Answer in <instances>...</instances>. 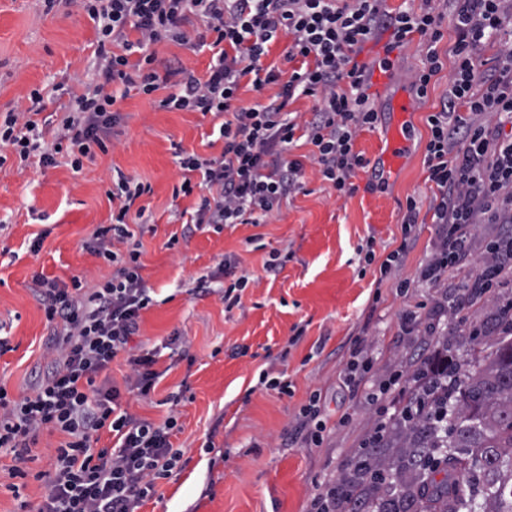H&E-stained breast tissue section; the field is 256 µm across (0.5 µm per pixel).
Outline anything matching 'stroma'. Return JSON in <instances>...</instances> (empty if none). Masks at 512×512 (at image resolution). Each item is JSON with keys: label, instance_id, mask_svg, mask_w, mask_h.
Wrapping results in <instances>:
<instances>
[{"label": "stroma", "instance_id": "obj_1", "mask_svg": "<svg viewBox=\"0 0 512 512\" xmlns=\"http://www.w3.org/2000/svg\"><path fill=\"white\" fill-rule=\"evenodd\" d=\"M426 4L440 17L444 67L427 98L415 102L412 153L405 164L385 175L376 157L387 133L390 99L412 91L413 75L422 66L417 37L392 54L388 81L371 95L380 119L355 141L369 164L356 170L354 193L337 194L309 165L311 145L297 142L290 156L305 163L303 188L282 201L271 223L232 224L218 232L184 223L182 212L194 211L199 196L176 195L180 160L193 153L219 155L224 142L213 114L159 108L166 95L162 89L148 96L133 90L118 100L120 118L106 151L96 152L82 170H73L62 155L44 168L38 156L23 162L12 148L0 149V335L12 346L0 355V383L16 399L30 394L40 379L50 335L32 289L33 273L66 283L85 274L97 282L111 278L112 266L81 244L119 208L107 196L113 177L121 173L148 188L138 200L150 217L139 239L142 275L156 303L143 314L134 342L157 352L162 377L150 399L127 396L123 402L130 412L159 424L173 409L169 396L182 393L174 408L180 429L170 441L183 456L140 512H307L323 483L346 474L383 412L400 411L416 392L418 364L443 349L457 364L494 351L499 334L475 339L469 329L511 303L512 288L496 289L458 315L433 316L438 292L417 279L420 265L439 244L430 213H420L413 248L399 273L411 282L408 293L391 282L375 287L372 268L363 267L357 254L358 245L371 237L377 259H384L400 242L407 199L426 204L433 195L425 164L427 118L439 111L448 88L455 32L445 0L410 5ZM185 30L190 44H159L156 66L205 74L212 52L196 42L201 25L193 22ZM95 46L94 22L67 0H55L50 8L44 0H0V117L29 106L36 89L43 97L45 139L60 134L70 97L82 88L73 86L63 95L55 86L63 76L91 69ZM40 233L42 248L31 252ZM274 250L287 260L269 274L263 265ZM227 255L256 278L230 310L224 307L223 279L212 280L207 291H192L196 279L216 270ZM408 311L417 312L419 321L407 329L402 316ZM297 325L305 333L292 346L288 339ZM175 333L180 342L169 344ZM353 346L373 357L377 379L403 372L400 389L371 403L365 392L344 388L339 373ZM266 370L284 374L292 383L289 392L261 386L259 376ZM314 390L321 391L328 418L317 448L291 438L294 415ZM58 440L42 434L19 476L12 473L11 456L0 458V512H19L24 504L35 512L47 493L39 475L50 470L51 447Z\"/></svg>", "mask_w": 512, "mask_h": 512}]
</instances>
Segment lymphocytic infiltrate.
<instances>
[{
  "label": "lymphocytic infiltrate",
  "instance_id": "obj_1",
  "mask_svg": "<svg viewBox=\"0 0 512 512\" xmlns=\"http://www.w3.org/2000/svg\"><path fill=\"white\" fill-rule=\"evenodd\" d=\"M84 10L97 30L96 68L84 93L74 96L63 131L42 147L36 120L40 92L31 105L8 112L0 121V147L10 146L20 159L39 153L51 166L67 153L75 170L105 149V136L117 121V101L107 85L149 95L168 88L160 107L211 112L223 119L217 157L190 155L180 166L185 178L179 191L204 192L196 224H265L284 197L302 189L303 164L289 158L296 131H303L314 150L310 159L324 181L338 193H353L351 178L367 159L354 149L359 132L375 128L379 114L368 95L369 70L356 63L366 42L381 29L391 31L387 53L413 36L425 46V62L413 77L418 98H426L432 79L443 69L437 49L443 34L428 8L387 14L385 0H69ZM455 59L448 91L438 112L428 116L426 144L428 180L436 191L430 203L439 250L422 265L419 280L444 287L448 274L471 265V231L477 224L512 225V42L501 48L490 72L480 69L481 51L498 38L507 19L503 0H452ZM197 18L215 35V59L206 77L183 71L170 82L154 69V47L162 40L187 42L182 26ZM291 43L287 60L298 69L281 76L264 65L279 33ZM254 90L280 84L275 98L251 106L237 104L241 81ZM314 98L311 120L300 123L287 106L293 98ZM491 122H484V115ZM199 182H192V173ZM146 191L142 183L119 177L112 198L120 206L112 222L100 226L86 250L116 267L111 279L85 287L81 277L62 283L44 274L32 278L34 292L48 323L59 330L45 345L47 372L30 395L14 400L0 385V452L14 461L28 460L42 432L62 434L54 448L55 463L45 472L47 494L37 512H138L152 498L158 480L168 478L182 456L170 436L178 428L177 412L162 424L123 409V393L142 398L153 391L160 374L154 353H134L131 341L141 314L153 304L141 274V245L128 227L129 217L143 218L135 201ZM420 213L408 198L399 245L377 259L374 239L357 253L365 264H377L376 284L398 277L412 247ZM127 243L126 253L114 242ZM488 260L466 287L445 296L449 309L463 310L486 299L512 277V232L498 234L487 245ZM129 373L124 386L97 385L117 357ZM327 429L320 393H312L294 419L295 438L320 445ZM115 447H99L101 431Z\"/></svg>",
  "mask_w": 512,
  "mask_h": 512
}]
</instances>
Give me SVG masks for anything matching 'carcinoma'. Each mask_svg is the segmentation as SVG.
I'll list each match as a JSON object with an SVG mask.
<instances>
[{"label":"carcinoma","instance_id":"obj_1","mask_svg":"<svg viewBox=\"0 0 512 512\" xmlns=\"http://www.w3.org/2000/svg\"><path fill=\"white\" fill-rule=\"evenodd\" d=\"M453 372L451 386L446 372L432 380L428 417L390 431L388 441L417 474L382 512H408L414 502L420 512H512V339Z\"/></svg>","mask_w":512,"mask_h":512}]
</instances>
